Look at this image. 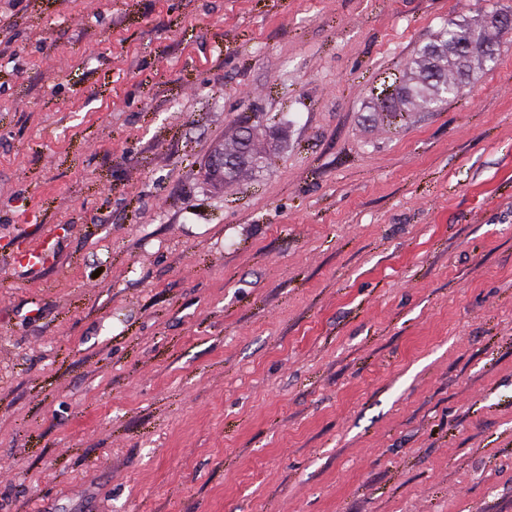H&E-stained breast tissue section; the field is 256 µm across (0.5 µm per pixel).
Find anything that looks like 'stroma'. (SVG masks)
Masks as SVG:
<instances>
[{
    "label": "stroma",
    "mask_w": 512,
    "mask_h": 512,
    "mask_svg": "<svg viewBox=\"0 0 512 512\" xmlns=\"http://www.w3.org/2000/svg\"><path fill=\"white\" fill-rule=\"evenodd\" d=\"M491 7L0 0V512H512V36L373 114ZM486 28L488 26L480 23V17L445 21L435 38L416 50L411 64L414 76L391 93L390 110L407 105L428 112L441 110L449 98L461 92L473 59H481L486 68H492L497 61V48L486 38ZM453 42L464 45L460 54H448L455 51L453 47L445 51ZM448 67L456 69L458 76L448 77L445 73Z\"/></svg>",
    "instance_id": "1"
}]
</instances>
